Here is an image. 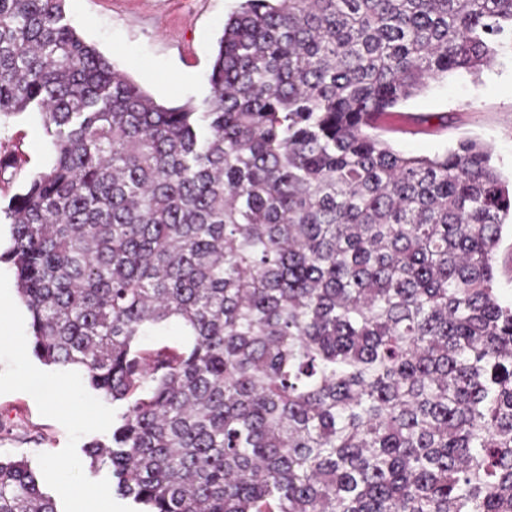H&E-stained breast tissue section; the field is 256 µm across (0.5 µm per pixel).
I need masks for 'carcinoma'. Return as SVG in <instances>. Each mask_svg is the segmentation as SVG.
I'll return each instance as SVG.
<instances>
[{
  "instance_id": "carcinoma-1",
  "label": "carcinoma",
  "mask_w": 512,
  "mask_h": 512,
  "mask_svg": "<svg viewBox=\"0 0 512 512\" xmlns=\"http://www.w3.org/2000/svg\"><path fill=\"white\" fill-rule=\"evenodd\" d=\"M63 2L0 0V115L55 150L0 260L35 357L123 405L90 467L142 512H512V188L475 140L405 155L376 122L512 57V0H242L174 106ZM0 512H57L25 459ZM496 288L504 302L512 301V232L508 225L504 232L495 261Z\"/></svg>"
}]
</instances>
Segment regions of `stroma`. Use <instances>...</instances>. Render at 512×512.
Segmentation results:
<instances>
[{"label":"stroma","mask_w":512,"mask_h":512,"mask_svg":"<svg viewBox=\"0 0 512 512\" xmlns=\"http://www.w3.org/2000/svg\"><path fill=\"white\" fill-rule=\"evenodd\" d=\"M239 2L64 0V13L116 69L159 103L177 105L209 95L216 43ZM400 111L429 121L416 129L393 124L385 137L396 150L431 156L474 138L512 179V64L485 69L475 81L451 75L431 82ZM8 154L18 164L0 175L1 203L53 162L41 112L0 116V156ZM30 336L13 270L0 262V455L26 457L58 512H134L115 493L111 470L91 468L84 453L92 440L110 436L119 406L86 387L79 371L40 362Z\"/></svg>","instance_id":"1"}]
</instances>
